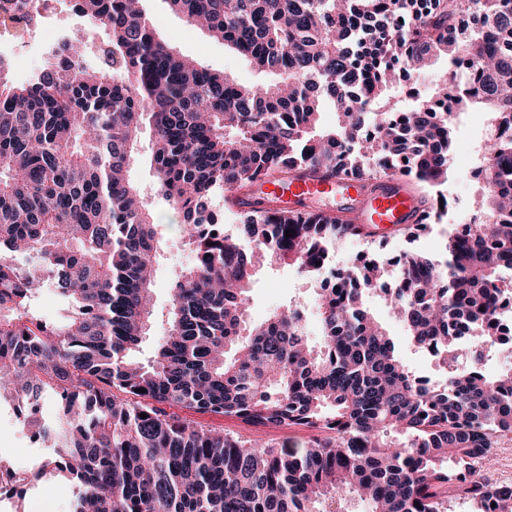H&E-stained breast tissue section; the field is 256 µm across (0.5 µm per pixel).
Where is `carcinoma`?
I'll list each match as a JSON object with an SVG mask.
<instances>
[{
  "label": "carcinoma",
  "instance_id": "cac0c4a2",
  "mask_svg": "<svg viewBox=\"0 0 512 512\" xmlns=\"http://www.w3.org/2000/svg\"><path fill=\"white\" fill-rule=\"evenodd\" d=\"M165 2L279 79L248 86L175 53L139 0H74L107 32L96 65L68 38L24 85L0 61V398L57 448L0 493L20 495L50 467L75 483L72 512H318L345 498L369 512H447L464 478L477 512H512V488L489 478L494 450L512 440V368L481 372L505 340L495 316L498 282L512 271V140L488 147L487 223L450 235L444 260L403 254L393 289L377 260L346 273L382 289L440 370L465 361L439 384L416 380L351 288L316 294L317 346L296 306L249 319L262 264L317 274L332 267L336 240L359 235L354 224L268 206L238 213L226 233L206 207L214 189L233 196L275 172L365 181L370 157L386 175L445 181L446 84L400 120L367 106L395 71L444 55L482 86L478 98L459 88L446 112L481 105L512 124V0ZM0 30L24 31L8 5ZM325 99L336 124L319 131ZM146 126L157 193L203 261L176 282L142 363L131 353L148 333L162 239L130 178ZM48 282L69 304L59 319L35 306ZM42 392L60 402L54 426L38 418ZM195 414L318 435L302 448L257 447Z\"/></svg>",
  "mask_w": 512,
  "mask_h": 512
}]
</instances>
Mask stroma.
<instances>
[{
  "label": "stroma",
  "mask_w": 512,
  "mask_h": 512,
  "mask_svg": "<svg viewBox=\"0 0 512 512\" xmlns=\"http://www.w3.org/2000/svg\"><path fill=\"white\" fill-rule=\"evenodd\" d=\"M144 12L156 30V34L174 51L195 59L198 63L217 72L232 75L239 82L261 86L272 81L271 73L255 68L249 61L226 48L223 42L210 37L207 33L189 25L185 19L172 12L166 0H142ZM49 35H37L29 52L30 64L10 71L9 77L14 83L30 81L50 59L55 40L63 38L79 39L88 64L98 61L97 50L102 46L106 34L102 29L87 25L71 7L70 0H59L56 15L50 20ZM448 70L447 58H438L422 76L404 85H393L387 95L377 101L380 109L390 108L396 111L415 107L422 99L435 92L438 79ZM477 127L468 114L461 112L454 125V149L448 179L439 186L448 202L443 212L441 224L429 225L428 229L415 237L396 232L384 243H370L360 237L337 241L335 256L337 268H345L354 260L366 254H376L384 259L398 258L407 249L413 248L433 257L441 258L446 251L448 230L456 224L462 210L472 206L480 197L471 181L465 177L461 157L470 154L476 145ZM131 177L140 187L145 199L152 204L158 222L162 228L160 256L155 266L154 278V314L149 329L150 336L161 335L166 325L171 287L183 270L192 263V250L185 242L183 227L179 218L168 204L155 192L148 151H141L132 167ZM314 278L300 273L295 267L272 265L258 271L248 293V314L251 320L260 321L277 310L297 305L307 314V327L312 344L320 342V321L314 300ZM367 309L382 322H385L406 364L415 373L439 377L440 370L425 352L414 349L406 340L402 324L389 316L383 298L366 297ZM203 425L224 429L245 440L264 439L267 441L286 440L300 443L306 440L310 432L301 426L262 428L247 424L235 418L204 415ZM39 447L15 412L12 402H0V459L16 467H26L33 461ZM75 497V487L65 476H57L51 490H43L41 485L29 484L23 487L21 498L0 497V512H16L18 503L30 506L31 512H69Z\"/></svg>",
  "instance_id": "stroma-1"
}]
</instances>
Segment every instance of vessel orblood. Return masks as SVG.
I'll use <instances>...</instances> for the list:
<instances>
[{"instance_id":"obj_1","label":"vessel or blood","mask_w":512,"mask_h":512,"mask_svg":"<svg viewBox=\"0 0 512 512\" xmlns=\"http://www.w3.org/2000/svg\"><path fill=\"white\" fill-rule=\"evenodd\" d=\"M291 211L334 213L349 218L367 239L383 238L426 223L431 199L403 175L378 176L366 183L336 174L317 173L299 179H264L237 201L239 210L265 206L267 201Z\"/></svg>"}]
</instances>
